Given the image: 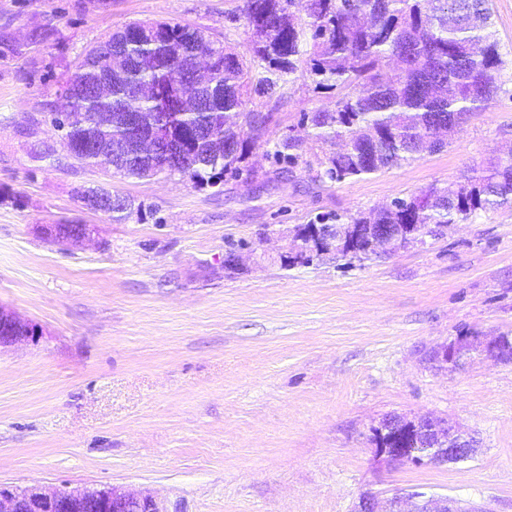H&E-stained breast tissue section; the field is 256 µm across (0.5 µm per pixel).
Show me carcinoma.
<instances>
[{
  "label": "carcinoma",
  "instance_id": "obj_1",
  "mask_svg": "<svg viewBox=\"0 0 512 512\" xmlns=\"http://www.w3.org/2000/svg\"><path fill=\"white\" fill-rule=\"evenodd\" d=\"M243 15L248 60L197 28L166 21L130 23L86 51L60 108L82 116L65 131L71 157L80 165L110 164L124 178L179 175L198 188L214 186L226 174H242L246 146L262 138L265 122L246 111L251 92L292 81L304 63L314 89L338 91L334 109L305 113L301 124L322 144L343 143L324 153L318 175L341 181L447 149L498 90L503 60L486 0H244ZM198 57L208 59L213 85L188 88L181 71ZM126 112L139 116V129L122 124ZM161 123L183 152L178 166L164 165L151 149L125 150ZM90 143L107 152L86 149ZM301 146L289 135L275 143L273 156L293 165ZM111 196L103 187L81 192L94 210ZM504 206H512V149L453 188L433 186L366 215L336 216L325 225L334 248L301 263L387 256L414 236L438 237L479 210ZM134 209L133 199L119 196L113 219ZM351 224H390L398 235L380 254L364 237L344 244Z\"/></svg>",
  "mask_w": 512,
  "mask_h": 512
}]
</instances>
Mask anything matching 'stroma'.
Wrapping results in <instances>:
<instances>
[{
    "label": "stroma",
    "mask_w": 512,
    "mask_h": 512,
    "mask_svg": "<svg viewBox=\"0 0 512 512\" xmlns=\"http://www.w3.org/2000/svg\"><path fill=\"white\" fill-rule=\"evenodd\" d=\"M504 67L487 109L446 151L316 182L304 141L277 173L269 142L334 108L307 77L247 108L266 117L252 176L199 189L81 167L50 121L85 50L138 21H170L248 50L243 0H0V309L34 330L0 348V485L115 487L163 512H352L403 490L512 512V361L459 336H512V207L372 261L285 266L297 225L456 182L512 148V0H487ZM134 199L126 220L81 191ZM89 224L57 245L41 229ZM242 264L224 266L230 246ZM430 416L478 442L446 465L395 466L371 429Z\"/></svg>",
    "instance_id": "obj_1"
}]
</instances>
